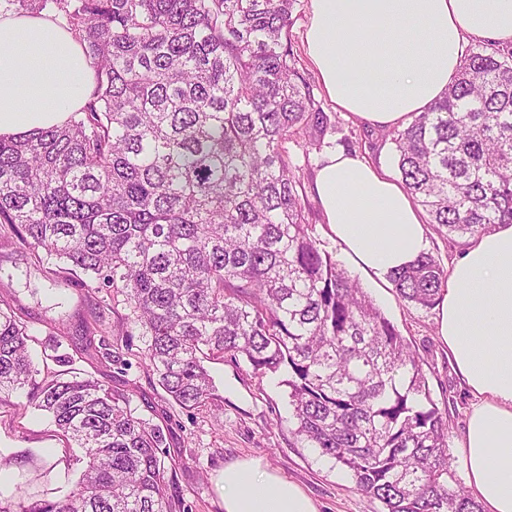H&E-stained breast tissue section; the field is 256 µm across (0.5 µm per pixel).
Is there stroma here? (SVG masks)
Segmentation results:
<instances>
[{
  "label": "stroma",
  "instance_id": "stroma-1",
  "mask_svg": "<svg viewBox=\"0 0 512 512\" xmlns=\"http://www.w3.org/2000/svg\"><path fill=\"white\" fill-rule=\"evenodd\" d=\"M309 15V0H297L290 35L294 53L314 81L315 95L331 121L324 141L332 149L351 148L366 161L394 171L393 145L383 130L337 111L326 101L319 75L306 54ZM286 148L303 184L315 236L342 268L358 279L416 351L433 400L450 415L448 439L456 441L464 429L470 397L460 387L448 349L437 334L435 309L401 301L391 284L370 279L345 260L328 233L313 191L323 153L304 137L288 141ZM0 299L21 312L35 334L33 358L40 373L55 368L43 356L45 347L62 340L64 346L76 349V366L84 375L106 385L127 386L137 413L168 426L171 447L181 451L171 491L189 512H224V467L249 458L262 459L267 469L299 484L316 501L319 512H381L380 503L357 491L343 468L320 457L294 433L288 421V396L278 375H257L244 359L225 356L209 365L216 386L214 401L194 410L181 409L147 370L142 339L125 323V305L99 293L88 294L85 277L79 272L49 281L44 269L6 227L0 229ZM96 304L112 328L114 343L124 353L125 369L101 365L93 353L80 349L83 323ZM79 455L78 448L57 431L47 415L29 406L25 393L0 396V503L50 499L71 488L79 474Z\"/></svg>",
  "mask_w": 512,
  "mask_h": 512
}]
</instances>
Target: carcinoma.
Listing matches in <instances>:
<instances>
[{
    "mask_svg": "<svg viewBox=\"0 0 512 512\" xmlns=\"http://www.w3.org/2000/svg\"><path fill=\"white\" fill-rule=\"evenodd\" d=\"M62 17L95 87L62 126L0 138V224L37 261L123 297L148 371L185 410L213 400L205 367L242 357L280 374L296 434L384 512H480L459 485L448 417L404 336L320 247L284 143L328 116L289 38L295 0H7ZM400 183L448 235L512 224V47L479 44L445 96L388 132ZM448 273L429 253L390 277L430 309ZM91 316L82 339L123 363ZM0 299V393L26 392L82 451L74 488L0 512H173L179 451L129 393L62 370Z\"/></svg>",
    "mask_w": 512,
    "mask_h": 512,
    "instance_id": "carcinoma-1",
    "label": "carcinoma"
}]
</instances>
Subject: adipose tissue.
<instances>
[{"mask_svg": "<svg viewBox=\"0 0 512 512\" xmlns=\"http://www.w3.org/2000/svg\"><path fill=\"white\" fill-rule=\"evenodd\" d=\"M512 46V0H310L308 57L331 103L391 129L453 83L467 39ZM94 90L82 46L56 22L0 16V137L62 124ZM314 187L344 256L388 281L425 252L422 211L384 168L329 153ZM438 334L471 401L455 455L482 512H512V224L452 261ZM224 512H318L257 460L224 467Z\"/></svg>", "mask_w": 512, "mask_h": 512, "instance_id": "adipose-tissue-1", "label": "adipose tissue"}]
</instances>
